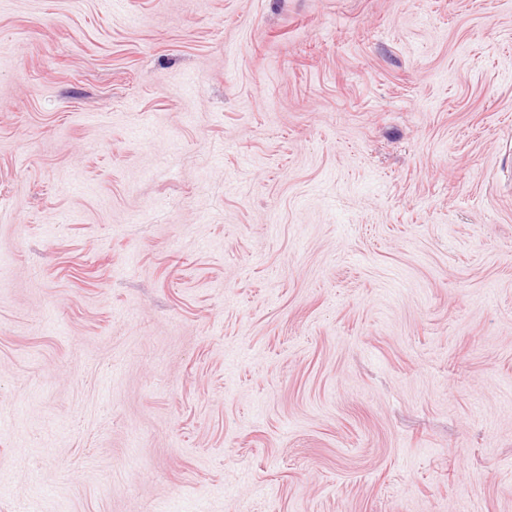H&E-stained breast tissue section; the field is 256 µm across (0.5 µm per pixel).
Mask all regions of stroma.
<instances>
[{"label": "stroma", "mask_w": 512, "mask_h": 512, "mask_svg": "<svg viewBox=\"0 0 512 512\" xmlns=\"http://www.w3.org/2000/svg\"><path fill=\"white\" fill-rule=\"evenodd\" d=\"M512 512V0H0V512Z\"/></svg>", "instance_id": "35a3bbf8"}]
</instances>
